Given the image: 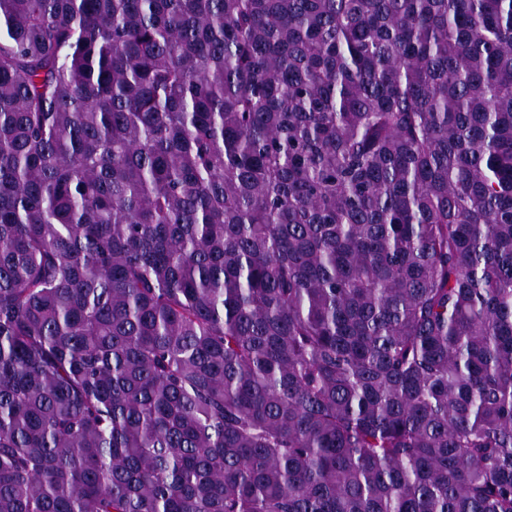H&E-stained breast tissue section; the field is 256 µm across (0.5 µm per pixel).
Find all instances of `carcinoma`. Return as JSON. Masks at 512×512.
Returning a JSON list of instances; mask_svg holds the SVG:
<instances>
[{"instance_id": "cac0c4a2", "label": "carcinoma", "mask_w": 512, "mask_h": 512, "mask_svg": "<svg viewBox=\"0 0 512 512\" xmlns=\"http://www.w3.org/2000/svg\"><path fill=\"white\" fill-rule=\"evenodd\" d=\"M0 512H512V0H0Z\"/></svg>"}]
</instances>
